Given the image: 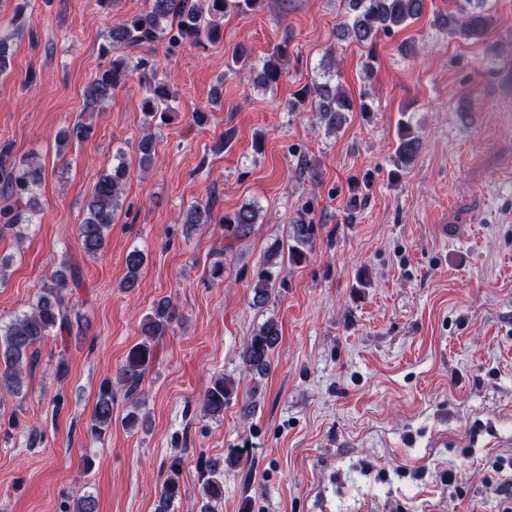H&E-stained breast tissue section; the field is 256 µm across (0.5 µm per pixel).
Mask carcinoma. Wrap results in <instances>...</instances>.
Listing matches in <instances>:
<instances>
[{"instance_id":"cac0c4a2","label":"carcinoma","mask_w":512,"mask_h":512,"mask_svg":"<svg viewBox=\"0 0 512 512\" xmlns=\"http://www.w3.org/2000/svg\"><path fill=\"white\" fill-rule=\"evenodd\" d=\"M265 0H147L145 11L112 26L99 47L105 67L89 81L84 91L85 108L93 110L105 105L112 93L125 84L135 72L144 75L145 94L140 109L147 123L154 119L165 122L176 95L170 86L157 78L155 52L163 48L169 56L178 55L188 46H203L219 38L224 17L232 12H255L262 9ZM486 0H459L454 13L436 16L435 22L442 29L464 41L483 42L492 26V16L485 9ZM350 14L337 25L338 36L368 47L364 71L374 70L377 41L389 37L399 29L418 21L425 12V0H349ZM286 44H281L268 56L257 61L245 49L235 56V64L248 67L255 74V83L272 89L286 77ZM352 102L340 88L326 81L315 83L299 91L289 101L287 111L318 113L320 123L334 133L347 121ZM91 127L81 122L63 129L60 137L65 143L83 142L89 138ZM420 138L408 120L398 124L394 165L398 171L407 169L416 158ZM0 152V223L5 228L33 223L38 211V191L44 179L42 167L33 161L6 165ZM128 169L123 159H118L112 171L100 175L87 201V217L79 225L83 251L97 255L103 251L116 212L121 208V195ZM211 209L201 204L192 205L186 213L184 224L196 227L208 224ZM259 222V207L244 205L224 214V241L233 247L249 239ZM321 225L310 224L301 217L291 224L287 240H275L265 252L250 275L248 288L250 303L265 307L272 299L278 282V268L285 263L298 266L306 262L307 247L319 234ZM143 254L138 250L126 256L127 274L123 288L130 292L140 287L139 272ZM81 285V278L73 264L62 262L49 282L38 287L36 301L31 310L17 315L7 323H0V392L13 397L23 395L25 369L32 368L37 345L50 337L70 335L73 331L72 289ZM182 317L180 307L171 299L163 298L145 315L140 324L142 339L134 345L116 373V379L104 380L98 390L89 425L90 434L99 437L112 424V406L115 400L113 384L124 390L126 398L138 395L146 370L154 362L155 349L166 336L172 324ZM281 337L277 322L268 320L253 330L242 352V363L249 373L263 376L269 369L270 354ZM236 393L234 381L224 376L215 377L202 395L203 411L220 417ZM180 459L170 461L166 477L160 485L159 512H170L174 501L181 498L179 481ZM203 494L211 501L224 498V471L214 466L208 469L202 485Z\"/></svg>"}]
</instances>
